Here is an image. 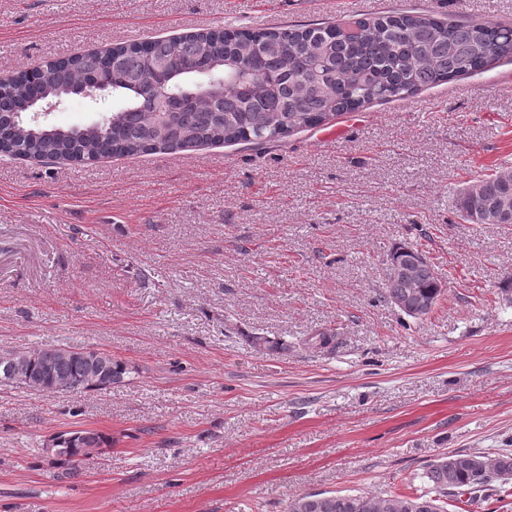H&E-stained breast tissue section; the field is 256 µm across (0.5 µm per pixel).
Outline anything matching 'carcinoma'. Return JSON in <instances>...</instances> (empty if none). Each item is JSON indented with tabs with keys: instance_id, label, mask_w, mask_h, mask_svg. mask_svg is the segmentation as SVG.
I'll use <instances>...</instances> for the list:
<instances>
[{
	"instance_id": "carcinoma-1",
	"label": "carcinoma",
	"mask_w": 512,
	"mask_h": 512,
	"mask_svg": "<svg viewBox=\"0 0 512 512\" xmlns=\"http://www.w3.org/2000/svg\"><path fill=\"white\" fill-rule=\"evenodd\" d=\"M122 66L109 70L112 55ZM167 68L154 73L149 58ZM512 58V24L440 19L401 13L282 28H215L177 39L119 43L100 52L27 64L0 83V148L29 158L88 164L105 156L177 151L199 145L263 143L313 129L345 112L410 96L418 90L479 74ZM107 81L123 106L81 127L22 120L37 99L83 95V83ZM471 224H512V168L476 177L453 199ZM389 259L382 298L400 302L406 316L428 315L443 285L425 251L398 247ZM15 376L0 385L43 391H108L123 382L126 364L95 350L47 348L5 351ZM65 474L101 451L111 438L74 429L49 438ZM427 490L414 495L317 492L293 499L288 512H448L462 496L477 504L506 491L512 453L456 451L424 472Z\"/></svg>"
}]
</instances>
